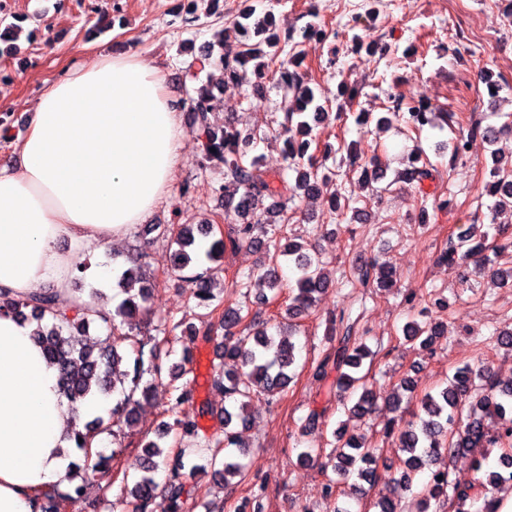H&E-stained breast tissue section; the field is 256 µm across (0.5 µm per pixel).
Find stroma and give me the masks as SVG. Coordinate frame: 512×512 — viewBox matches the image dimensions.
<instances>
[{"label": "stroma", "mask_w": 512, "mask_h": 512, "mask_svg": "<svg viewBox=\"0 0 512 512\" xmlns=\"http://www.w3.org/2000/svg\"><path fill=\"white\" fill-rule=\"evenodd\" d=\"M248 3L257 11H272L283 31L305 25L308 11H315L318 23L335 36L321 45H306L302 72L320 101L338 104L337 91L344 84L358 86L361 94L341 117L313 128L315 142L332 149L327 162L331 174L321 197L296 199L293 218L281 228L283 235L293 237L317 227L310 242L330 283L301 320V333L295 338L297 377L278 401L251 400L250 420L240 429L249 445L241 457L245 481L224 485L215 467L208 465L190 478L189 486L198 500L214 503L215 512H235L257 489L263 492V512H333L335 500L324 496L329 471L318 464L299 466L296 457L301 449L331 450V431L338 428L347 437L364 436L377 448L380 463L399 468L402 453L395 438L383 432L389 419L384 406L405 373L413 374L420 394L437 389L455 367L466 363H486L499 378L512 377V352L485 345L494 328L512 325V286L489 274L473 273L471 265L451 266L438 259L450 235L483 224L478 196L492 165L512 170V139L506 137L498 144V158H491L486 144L478 141L462 160L448 162L454 130L468 129L475 122L490 124L494 113L512 112L511 93L504 90L494 98L486 87L490 80L512 84V0H216L211 15L193 23L174 15L169 0H0V31L9 30L17 47L15 54L0 57V71L12 76L0 87V126L7 131L0 137V160L12 156L44 87L63 68L125 51L162 61L165 90L177 100L193 96L200 85L219 84L222 66L217 56H204L202 48L213 42L215 31L239 20ZM484 30L490 31V39L467 40V32ZM357 34L365 39L364 48L356 47ZM222 98L223 107L211 116L214 124L231 121L238 130L258 128L272 135V142H257L254 153L264 169L285 171L281 145L274 140L287 106L283 91L273 86L261 98L246 80L225 90ZM397 99L406 105L427 100L433 111L454 113V126L435 124L407 136L401 118L393 113ZM360 111L387 117L388 127L356 124L354 115ZM415 148L436 169L433 179L421 186L399 177ZM347 149L381 155L387 166L381 203L370 202V187L359 186L356 174L341 165V153ZM219 178L217 170L204 168L195 136L187 134L171 191L147 222L213 223L223 235H232L235 218L225 215L215 191ZM344 189L365 201L366 220L357 221L349 213L330 215L328 195ZM425 191L452 196L453 201L445 209L422 203ZM137 249L147 253L154 282L148 320L137 330L138 340L149 347L158 322L199 320L190 299L191 283L170 268L169 239L144 235L142 225H133L111 246L79 254L77 260L86 270L70 288L89 292L96 285L98 267L122 270L127 255ZM263 261L262 253L246 246L226 251L215 287L218 302L240 301L235 281ZM372 261L393 267L395 287L356 285L358 268ZM423 307L444 330L428 351L403 340L401 331ZM342 310L357 317L358 329L374 353L369 384L380 408L364 418L345 412L332 378L315 372L316 362L329 348L326 320ZM188 349L193 400L183 410L196 417L200 439H213L224 429V400L208 383L215 344L199 340ZM166 404L164 389H157L152 400L137 407V422L121 442L107 434L98 438V451L114 458L112 485L105 490L92 481L84 501L67 506L65 512H122L116 504L122 479L140 472L138 443L142 436L153 435ZM313 410L325 412L327 425L299 436L302 418Z\"/></svg>", "instance_id": "1"}]
</instances>
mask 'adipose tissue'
<instances>
[{"label":"adipose tissue","instance_id":"adipose-tissue-1","mask_svg":"<svg viewBox=\"0 0 512 512\" xmlns=\"http://www.w3.org/2000/svg\"><path fill=\"white\" fill-rule=\"evenodd\" d=\"M163 82L159 64L118 53L43 90L16 162L0 165V298L49 284L72 308L75 257L168 194L184 130ZM33 331L0 315V512H35L33 489L66 473L72 426L112 407L95 396L72 411Z\"/></svg>","mask_w":512,"mask_h":512}]
</instances>
